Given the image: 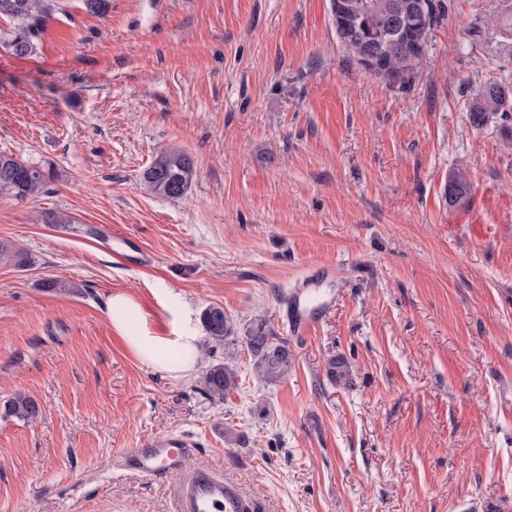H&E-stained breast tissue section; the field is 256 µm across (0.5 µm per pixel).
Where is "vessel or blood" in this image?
Listing matches in <instances>:
<instances>
[{"instance_id": "b4317fda", "label": "vessel or blood", "mask_w": 512, "mask_h": 512, "mask_svg": "<svg viewBox=\"0 0 512 512\" xmlns=\"http://www.w3.org/2000/svg\"><path fill=\"white\" fill-rule=\"evenodd\" d=\"M331 272L310 274L299 287L289 290L283 305L290 335L315 334L322 317L333 301L325 287ZM199 443L187 435H159L148 438L122 452L119 464L128 472L146 478L183 475L177 512H250V500L238 486L207 467L190 468Z\"/></svg>"}]
</instances>
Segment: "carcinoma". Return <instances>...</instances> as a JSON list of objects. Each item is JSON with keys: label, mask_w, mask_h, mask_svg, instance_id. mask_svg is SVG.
I'll return each instance as SVG.
<instances>
[{"label": "carcinoma", "mask_w": 512, "mask_h": 512, "mask_svg": "<svg viewBox=\"0 0 512 512\" xmlns=\"http://www.w3.org/2000/svg\"><path fill=\"white\" fill-rule=\"evenodd\" d=\"M86 13L104 17L112 9V0H79ZM69 0H0V19L13 24L0 31V42L17 57H28L37 52L47 23L57 14L68 15ZM341 16L357 19V26L346 29L347 49L358 58L366 48H376L383 60L382 69L374 77L395 82L416 71L424 54L412 62H405L406 47L411 45L413 32L422 26L433 27L431 0H339ZM505 93L492 87L487 89L470 113L472 123L479 125L488 113L504 109ZM194 174L191 157L180 152H159L145 169L142 182L151 194L167 199L183 197ZM46 187V173L38 165L0 153V197L26 200L41 196ZM203 324L208 339L222 345L231 338L234 324L224 315V309L210 306L203 312ZM244 341L250 358V368L261 385H275L286 378L294 368V358L287 343L276 336L267 321H253L247 326ZM237 352L226 353V361L211 365L202 376L206 394L221 402L238 385L234 366ZM351 366L342 356L327 361V374L335 383H349ZM5 411L26 421L35 420L39 404L29 396L17 394L5 405Z\"/></svg>", "instance_id": "cac0c4a2"}]
</instances>
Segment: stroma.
I'll list each match as a JSON object with an SVG mask.
<instances>
[{
  "instance_id": "obj_1",
  "label": "stroma",
  "mask_w": 512,
  "mask_h": 512,
  "mask_svg": "<svg viewBox=\"0 0 512 512\" xmlns=\"http://www.w3.org/2000/svg\"><path fill=\"white\" fill-rule=\"evenodd\" d=\"M432 3L402 83L362 72L330 0H112L103 18L72 0L36 54L0 45V152L47 173L41 197L0 198L21 255L0 258V407L41 409L0 410V512H176L180 476L114 465L175 433L255 512H512V109L470 120L488 88L512 100V0ZM163 150L194 161L182 198L142 185ZM122 238L150 262L115 260ZM318 267L335 304L289 335L280 293ZM118 292L165 336L178 308L267 320L295 367L263 386L239 352L238 389L212 401L223 348L202 340L197 372L170 378L110 327ZM5 411L23 420L34 421L40 413V406L31 397L16 394L15 397L9 400L5 405Z\"/></svg>"
}]
</instances>
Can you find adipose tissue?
I'll return each instance as SVG.
<instances>
[{"mask_svg": "<svg viewBox=\"0 0 512 512\" xmlns=\"http://www.w3.org/2000/svg\"><path fill=\"white\" fill-rule=\"evenodd\" d=\"M106 314L112 329L143 363L175 379L195 370L200 338L190 320L180 321L175 336L159 335L148 326L140 305L123 293L109 298Z\"/></svg>", "mask_w": 512, "mask_h": 512, "instance_id": "1", "label": "adipose tissue"}]
</instances>
